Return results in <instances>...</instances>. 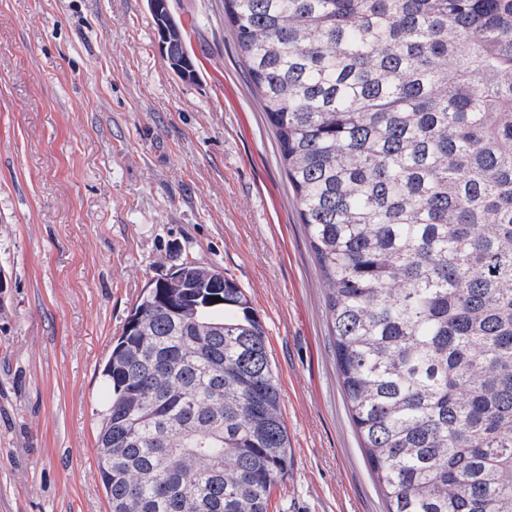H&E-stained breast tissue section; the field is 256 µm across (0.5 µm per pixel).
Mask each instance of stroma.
Wrapping results in <instances>:
<instances>
[{"mask_svg": "<svg viewBox=\"0 0 512 512\" xmlns=\"http://www.w3.org/2000/svg\"><path fill=\"white\" fill-rule=\"evenodd\" d=\"M169 2L189 81L149 0H0V512H109L99 371L146 283L185 261L234 280L265 328L291 457L268 512H386L223 0Z\"/></svg>", "mask_w": 512, "mask_h": 512, "instance_id": "1", "label": "stroma"}]
</instances>
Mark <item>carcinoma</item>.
Here are the masks:
<instances>
[{"label": "carcinoma", "instance_id": "carcinoma-1", "mask_svg": "<svg viewBox=\"0 0 512 512\" xmlns=\"http://www.w3.org/2000/svg\"><path fill=\"white\" fill-rule=\"evenodd\" d=\"M224 18L388 512H512V0H224ZM153 19L173 26L165 0ZM101 376L111 512H267L288 433L235 282L194 261L150 280Z\"/></svg>", "mask_w": 512, "mask_h": 512}]
</instances>
